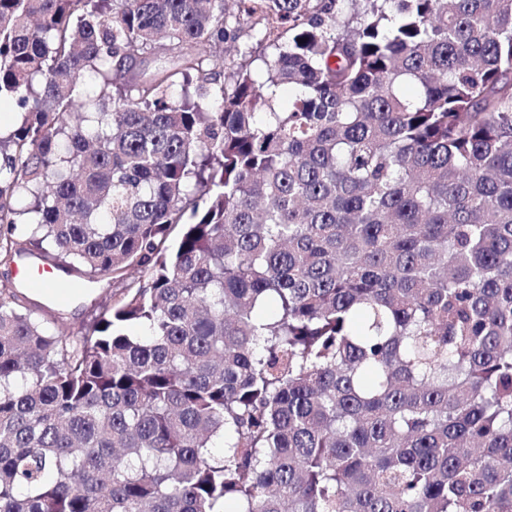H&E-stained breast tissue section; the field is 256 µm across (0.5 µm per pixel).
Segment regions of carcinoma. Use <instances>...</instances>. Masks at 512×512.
Returning a JSON list of instances; mask_svg holds the SVG:
<instances>
[{
    "instance_id": "1",
    "label": "carcinoma",
    "mask_w": 512,
    "mask_h": 512,
    "mask_svg": "<svg viewBox=\"0 0 512 512\" xmlns=\"http://www.w3.org/2000/svg\"><path fill=\"white\" fill-rule=\"evenodd\" d=\"M236 2L0 0V512H512V0ZM30 264L35 266H28ZM51 264L52 258L48 255L42 254L40 258H24L18 264H12L10 267L0 266V280L8 277L20 285L19 291L23 297L24 305L30 310L34 318L51 329L62 324L68 332L76 335L77 332L104 312V305L109 301L112 294L119 292L122 285L113 280L112 275L99 276L89 283L73 272L71 276L63 275V277L81 279L82 289L70 299L61 302L54 296L44 294L40 290L31 287L29 278L27 279L24 274L26 266L32 269L33 275L30 277L32 278L37 273V266L47 265L53 269Z\"/></svg>"
}]
</instances>
